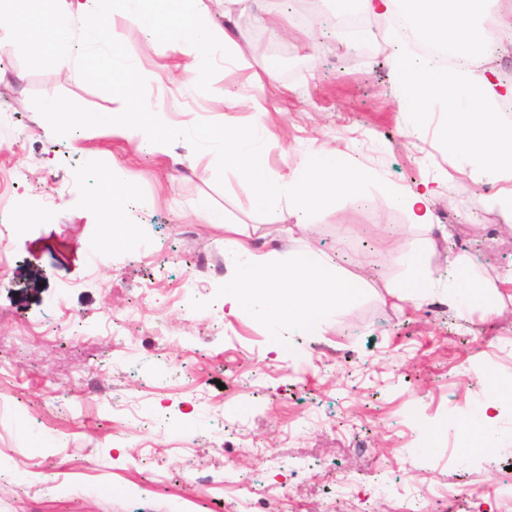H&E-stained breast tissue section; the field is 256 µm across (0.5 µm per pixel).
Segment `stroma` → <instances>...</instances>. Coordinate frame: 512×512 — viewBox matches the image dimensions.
I'll return each instance as SVG.
<instances>
[{"mask_svg": "<svg viewBox=\"0 0 512 512\" xmlns=\"http://www.w3.org/2000/svg\"><path fill=\"white\" fill-rule=\"evenodd\" d=\"M342 0H236L214 10L249 66L204 62L194 85L156 31L123 29L147 80V97L185 126L257 123L252 97L271 115L264 161L294 175L325 151L383 180L366 198L344 199L298 229L294 209L257 214L235 172L216 179V158L188 142L153 153L119 135H55L33 96L64 95L96 112L111 94L64 75L49 47L17 45L0 57V167L19 171L0 193L22 228L0 234V512H229L238 474H259L250 498L263 512H402L430 497L431 512H512L490 495L512 488V442L492 454L473 436L438 429L462 418L486 388L476 372L512 373V300L498 315L461 320L442 299L396 303L401 271L391 251L429 240V266L466 243L486 282L512 275V211L491 183L455 170L433 127L408 131L390 64L397 44L377 40L390 20L359 15ZM133 177L123 202L142 263L113 240L93 204L111 168ZM429 184L436 223L423 233L386 193ZM208 200L250 244L287 255L312 246L363 292L329 328L272 339L226 314L224 230L199 209ZM98 245L96 263L84 262ZM206 282L210 303L177 297L182 280ZM145 298V318L127 314ZM96 328L70 340L67 318L47 328L58 301ZM424 455H415V448ZM353 477L350 485L342 477Z\"/></svg>", "mask_w": 512, "mask_h": 512, "instance_id": "stroma-1", "label": "stroma"}]
</instances>
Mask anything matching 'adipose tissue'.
Instances as JSON below:
<instances>
[{
    "mask_svg": "<svg viewBox=\"0 0 512 512\" xmlns=\"http://www.w3.org/2000/svg\"><path fill=\"white\" fill-rule=\"evenodd\" d=\"M113 19L158 28L161 45L185 57H215L247 68L237 43L211 18L207 0H101ZM477 0H350L355 11L380 16L407 14L413 30L425 41L455 48L459 62L446 67L420 58L402 47L391 59L403 88L400 106L405 123L418 129L433 111L445 116L442 142L453 167L470 171L475 181H493L512 172V127L498 120L500 108L512 102V85L497 82L493 74L478 70L471 59L482 40ZM89 0H0V21H7L12 36L0 38V54L16 41L48 43L59 72L76 69L81 61L75 42V20L85 13ZM132 180L121 169L110 171L102 192L93 198L115 238L131 240L133 225L124 222L121 200ZM209 223L224 228V265L231 272L224 282V302L231 311L259 320L268 335H310L327 325L354 301L355 283L326 266L311 250L280 259L255 250L240 238L234 225L219 212H209ZM391 262L404 278L391 287L400 301L414 302L435 295L444 297L457 317H466L476 301L496 304V286L485 284L472 254L449 253L444 276H433L421 249L397 250ZM478 377L487 388L457 421L458 431L476 436L480 448L491 451L511 435L497 425L496 412L512 398V375L488 371Z\"/></svg>",
    "mask_w": 512,
    "mask_h": 512,
    "instance_id": "1",
    "label": "adipose tissue"
}]
</instances>
